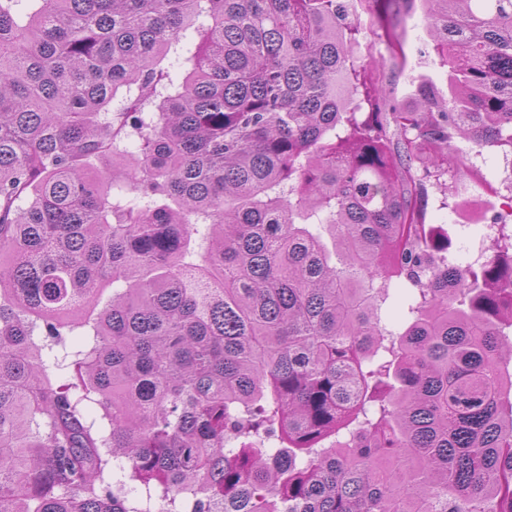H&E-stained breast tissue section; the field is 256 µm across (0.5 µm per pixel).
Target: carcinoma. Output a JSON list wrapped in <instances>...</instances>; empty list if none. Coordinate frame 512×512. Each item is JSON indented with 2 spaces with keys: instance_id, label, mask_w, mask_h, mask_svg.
<instances>
[{
  "instance_id": "carcinoma-1",
  "label": "carcinoma",
  "mask_w": 512,
  "mask_h": 512,
  "mask_svg": "<svg viewBox=\"0 0 512 512\" xmlns=\"http://www.w3.org/2000/svg\"><path fill=\"white\" fill-rule=\"evenodd\" d=\"M417 1L448 97L405 108L401 33L355 44ZM22 2L0 512H512V234L462 266L425 223L455 138L512 152V0Z\"/></svg>"
}]
</instances>
